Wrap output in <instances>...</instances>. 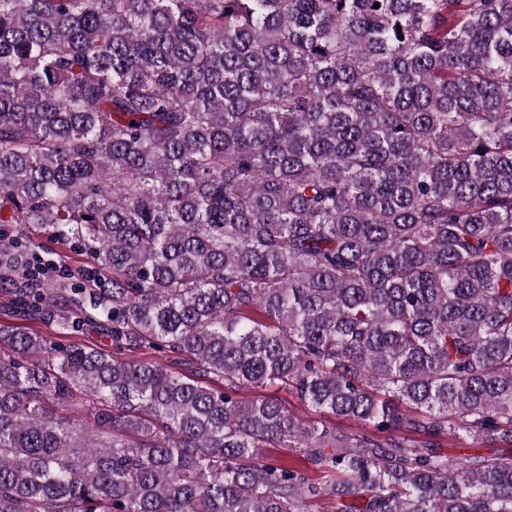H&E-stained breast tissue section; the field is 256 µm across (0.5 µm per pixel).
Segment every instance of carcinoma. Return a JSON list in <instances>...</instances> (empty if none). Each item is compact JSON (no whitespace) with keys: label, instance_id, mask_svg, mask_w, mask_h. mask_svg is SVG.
Instances as JSON below:
<instances>
[{"label":"carcinoma","instance_id":"1","mask_svg":"<svg viewBox=\"0 0 512 512\" xmlns=\"http://www.w3.org/2000/svg\"><path fill=\"white\" fill-rule=\"evenodd\" d=\"M0 224L91 270L0 238L27 319L192 366L0 326V512H512V0H0ZM25 236L35 243V251L41 259L51 260L59 276L71 279L75 283L84 281L86 268L72 248L57 242L47 228L30 224L24 228ZM241 393V396L244 399H250L255 396H266L277 399L285 404L291 411L295 412L307 421L313 422L320 419L325 420L329 422L327 425L335 426L344 432L357 431L358 426H360L357 422L349 419L335 418L334 416H321L314 408L302 403L291 391L288 392L277 385H268L265 388L258 389H246Z\"/></svg>","mask_w":512,"mask_h":512}]
</instances>
